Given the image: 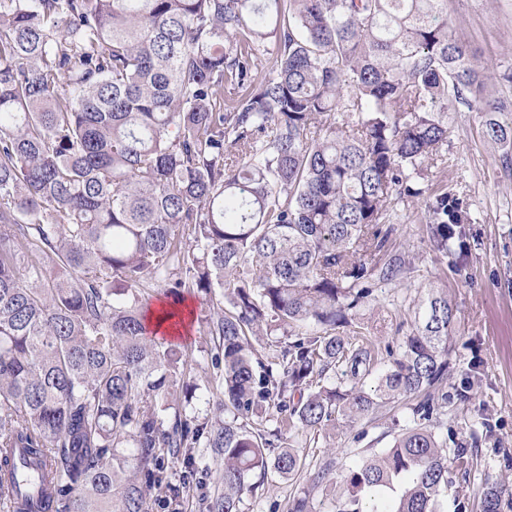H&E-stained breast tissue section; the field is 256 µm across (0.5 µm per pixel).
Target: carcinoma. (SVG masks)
<instances>
[{"mask_svg": "<svg viewBox=\"0 0 512 512\" xmlns=\"http://www.w3.org/2000/svg\"><path fill=\"white\" fill-rule=\"evenodd\" d=\"M464 90L512 146L447 0H0V501L146 512L166 459L188 481L208 448L202 512L305 473L328 512H440L478 457L439 437L469 390L448 393V293L395 348L359 312L406 269L395 202L425 199L433 251L465 247L466 205L428 180ZM155 290L209 298L207 383L155 337ZM398 397L389 447L308 472L323 430ZM472 497L502 512L512 476L459 485L457 512Z\"/></svg>", "mask_w": 512, "mask_h": 512, "instance_id": "obj_1", "label": "carcinoma"}]
</instances>
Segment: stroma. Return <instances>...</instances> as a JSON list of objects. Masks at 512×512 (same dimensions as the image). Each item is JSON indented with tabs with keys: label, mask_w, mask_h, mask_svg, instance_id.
I'll return each mask as SVG.
<instances>
[{
	"label": "stroma",
	"mask_w": 512,
	"mask_h": 512,
	"mask_svg": "<svg viewBox=\"0 0 512 512\" xmlns=\"http://www.w3.org/2000/svg\"><path fill=\"white\" fill-rule=\"evenodd\" d=\"M447 12L452 39L465 44L483 66L488 94L504 105L500 121L512 120V0H448ZM446 119L447 159L431 167L428 178L447 185L466 203L473 219L465 227L468 248L436 254L427 243L424 199L395 204V249L409 265L399 282L376 283L375 306L385 319L379 340L392 344L398 322L412 318L410 304L422 287L435 281L447 288L455 310L448 386L455 389L466 376L474 378L468 399L450 408L448 430L459 439L478 437V461L467 478L476 488L497 478L504 470V454H512V159L485 136L483 115L467 103H457ZM412 405L402 398L386 404L374 420L321 434L308 451L309 460H320L332 448L339 463L354 465L362 450L390 444L409 424ZM167 471L180 492L164 502L148 492L149 512H199V494L211 496L223 489L222 468L209 460H197L198 486L188 491L181 487L183 462L168 463ZM303 488V483L274 477L263 491L245 496L241 508L287 512L289 500Z\"/></svg>",
	"instance_id": "stroma-1"
}]
</instances>
